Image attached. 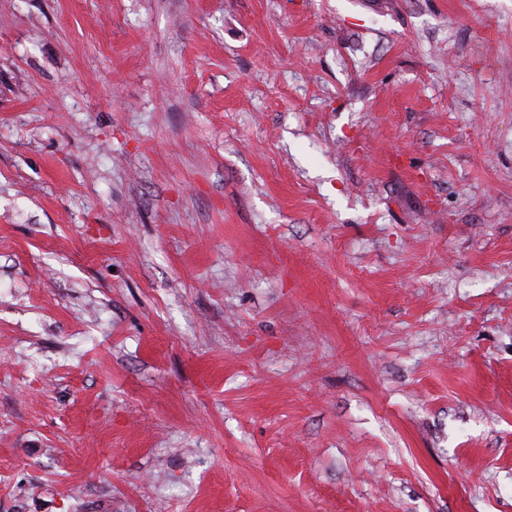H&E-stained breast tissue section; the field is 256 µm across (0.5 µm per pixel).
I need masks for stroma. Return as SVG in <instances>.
Masks as SVG:
<instances>
[{
	"label": "stroma",
	"instance_id": "obj_1",
	"mask_svg": "<svg viewBox=\"0 0 512 512\" xmlns=\"http://www.w3.org/2000/svg\"><path fill=\"white\" fill-rule=\"evenodd\" d=\"M0 512H512V0H0Z\"/></svg>",
	"mask_w": 512,
	"mask_h": 512
}]
</instances>
